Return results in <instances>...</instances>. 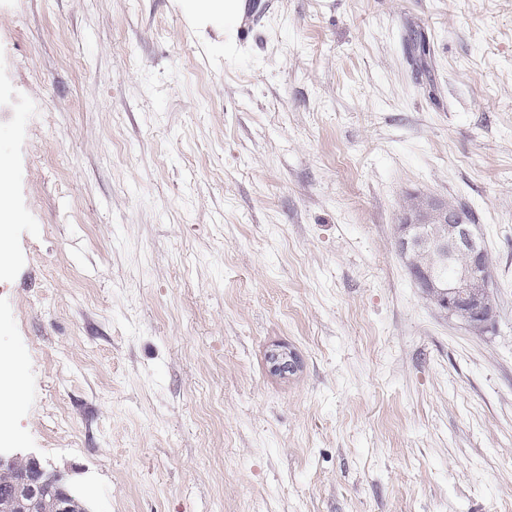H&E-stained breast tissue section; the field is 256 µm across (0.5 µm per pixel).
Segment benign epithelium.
Segmentation results:
<instances>
[{
  "label": "benign epithelium",
  "instance_id": "benign-epithelium-1",
  "mask_svg": "<svg viewBox=\"0 0 512 512\" xmlns=\"http://www.w3.org/2000/svg\"><path fill=\"white\" fill-rule=\"evenodd\" d=\"M394 244L413 283L424 297L449 317L483 334L493 318L487 295L493 283L492 262L479 225L464 221L448 200L412 192L405 196ZM34 475L17 485L27 512L50 502L53 512H72L69 481L60 470H49L33 454Z\"/></svg>",
  "mask_w": 512,
  "mask_h": 512
}]
</instances>
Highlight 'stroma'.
<instances>
[{
	"label": "stroma",
	"instance_id": "1",
	"mask_svg": "<svg viewBox=\"0 0 512 512\" xmlns=\"http://www.w3.org/2000/svg\"><path fill=\"white\" fill-rule=\"evenodd\" d=\"M246 8L0 0V448L93 512H512V0ZM410 192L473 211L489 332L398 257ZM183 7L192 19L202 26L224 30V38L236 33L245 7V0H183Z\"/></svg>",
	"mask_w": 512,
	"mask_h": 512
}]
</instances>
